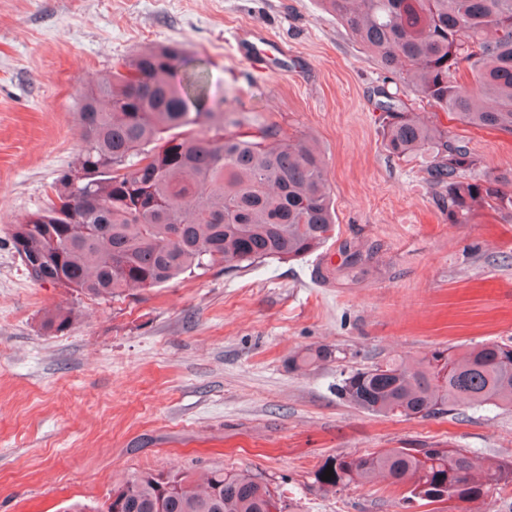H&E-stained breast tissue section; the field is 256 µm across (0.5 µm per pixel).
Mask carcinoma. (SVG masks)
Wrapping results in <instances>:
<instances>
[{
	"label": "carcinoma",
	"mask_w": 512,
	"mask_h": 512,
	"mask_svg": "<svg viewBox=\"0 0 512 512\" xmlns=\"http://www.w3.org/2000/svg\"><path fill=\"white\" fill-rule=\"evenodd\" d=\"M380 62L401 65L418 96L477 128L512 133V0H321ZM177 43L149 46L111 77L79 93L81 140L76 164L57 180V200L35 218L11 225L13 247L42 283L106 297L154 288L196 269L245 268L265 260H298L336 230L321 153L279 135L224 134L239 121L204 112L203 77L186 74ZM384 146L400 159L427 158L448 220L466 222L474 204L512 211V177L460 180L473 165L468 147L448 131L419 124L388 102ZM350 273L362 254L346 244ZM71 310L58 307L44 325L62 331ZM338 359L327 347L292 357L299 368ZM336 396L374 416L431 418L458 403L512 409V345L499 342L434 350L419 365L387 358L342 370ZM333 477L322 480L327 468ZM384 474L405 498L428 504L474 502L512 488V458L472 472L469 451L447 444L388 448L325 461L321 491L363 485ZM67 512H281L257 476L217 468L198 482L188 476L139 474L91 507Z\"/></svg>",
	"instance_id": "1"
}]
</instances>
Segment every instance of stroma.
<instances>
[{
  "label": "stroma",
  "mask_w": 512,
  "mask_h": 512,
  "mask_svg": "<svg viewBox=\"0 0 512 512\" xmlns=\"http://www.w3.org/2000/svg\"><path fill=\"white\" fill-rule=\"evenodd\" d=\"M262 27L287 71L257 72L235 36ZM178 43L207 77V106L276 125L324 157L334 236L294 261L195 270L97 298L34 281L11 224L45 209L74 164L78 94L140 48ZM448 129L474 159L466 181L512 173V133L422 101L320 0H0V512H65L139 473L261 476L282 512H432L377 479L316 488L326 459L451 444L480 466L512 458V410L378 417L339 400L341 370L436 348L512 342V214L448 220L420 160L389 155L380 102ZM362 254L354 280L318 279ZM72 309L64 331L45 328ZM337 362L293 369L306 348Z\"/></svg>",
  "instance_id": "35a3bbf8"
}]
</instances>
